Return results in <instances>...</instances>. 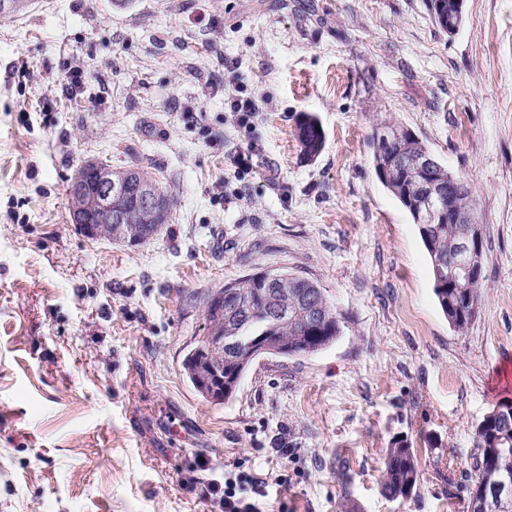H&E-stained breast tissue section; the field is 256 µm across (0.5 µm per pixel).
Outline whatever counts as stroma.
I'll return each instance as SVG.
<instances>
[{"label": "stroma", "mask_w": 512, "mask_h": 512, "mask_svg": "<svg viewBox=\"0 0 512 512\" xmlns=\"http://www.w3.org/2000/svg\"><path fill=\"white\" fill-rule=\"evenodd\" d=\"M228 75L262 106L248 127ZM305 113L325 132L310 160ZM394 122L471 188L485 288L466 331L375 173L370 138ZM88 159L170 190L158 236L76 231ZM258 271L315 282L341 333L208 401L182 367L203 300ZM505 402L512 0H464L452 35L427 0H31L0 18V512H218L210 480L241 471L261 512H466L476 428ZM397 442L418 478L391 499ZM318 123L316 119L307 113L303 114L297 124V137L301 144L302 153L304 156L313 158L320 153L323 144V138L317 142L314 133ZM382 480L384 493L390 498H403L412 492L417 482V467L412 448L398 443L386 448Z\"/></svg>", "instance_id": "1"}]
</instances>
